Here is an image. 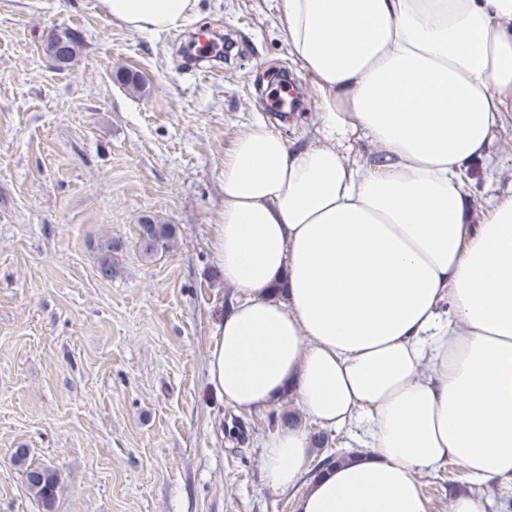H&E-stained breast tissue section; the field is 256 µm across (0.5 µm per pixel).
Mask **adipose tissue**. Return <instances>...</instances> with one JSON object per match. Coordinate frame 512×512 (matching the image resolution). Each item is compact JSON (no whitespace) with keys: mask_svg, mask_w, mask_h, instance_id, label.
<instances>
[{"mask_svg":"<svg viewBox=\"0 0 512 512\" xmlns=\"http://www.w3.org/2000/svg\"><path fill=\"white\" fill-rule=\"evenodd\" d=\"M100 3L156 34L196 5ZM280 15L319 141L258 120L224 163L212 247L241 295L208 382L246 411L292 391L323 427L365 432L368 452L312 478L295 512H427L417 477L451 458L468 480H512V194L476 223L466 196L512 112V0H281ZM263 448L265 483L288 491L308 436L282 427Z\"/></svg>","mask_w":512,"mask_h":512,"instance_id":"1","label":"adipose tissue"}]
</instances>
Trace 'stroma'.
Returning a JSON list of instances; mask_svg holds the SVG:
<instances>
[{"instance_id": "stroma-1", "label": "stroma", "mask_w": 512, "mask_h": 512, "mask_svg": "<svg viewBox=\"0 0 512 512\" xmlns=\"http://www.w3.org/2000/svg\"><path fill=\"white\" fill-rule=\"evenodd\" d=\"M279 8L197 0L182 27L154 34L112 22L99 0H0V512H294L326 452L360 449L359 429L330 432L300 480L272 491L263 442L274 411L223 402L207 378L238 294L212 249L224 163L258 119L296 145L318 141L315 90ZM212 27L233 40L231 57L184 56L188 35ZM64 30L82 49L58 68L44 46ZM277 70L303 111H266L260 84ZM495 150L468 188L485 205L512 193V117ZM145 216L175 228L150 260L137 242ZM107 248L112 279L98 273ZM39 464L58 476L49 508L25 483ZM418 481L428 512L460 494L512 512L511 480L469 482L452 459Z\"/></svg>"}]
</instances>
